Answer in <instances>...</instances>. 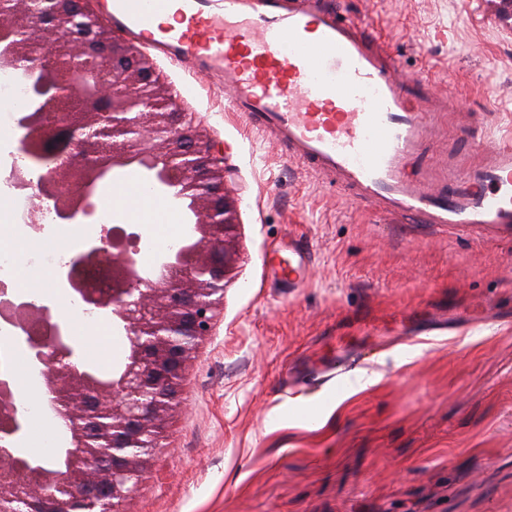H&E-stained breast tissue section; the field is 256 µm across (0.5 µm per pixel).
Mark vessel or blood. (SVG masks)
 <instances>
[{"instance_id":"b4317fda","label":"vessel or blood","mask_w":512,"mask_h":512,"mask_svg":"<svg viewBox=\"0 0 512 512\" xmlns=\"http://www.w3.org/2000/svg\"><path fill=\"white\" fill-rule=\"evenodd\" d=\"M115 31L203 76L223 75L231 103L290 159L403 222L512 236V137L488 111L478 166L442 185L409 178L406 162L437 132L412 94L417 77L358 22L322 0H112Z\"/></svg>"}]
</instances>
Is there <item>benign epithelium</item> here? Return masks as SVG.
<instances>
[{"mask_svg":"<svg viewBox=\"0 0 512 512\" xmlns=\"http://www.w3.org/2000/svg\"><path fill=\"white\" fill-rule=\"evenodd\" d=\"M16 11L0 14V67L12 70L28 90L19 111V152L39 156L53 144V166L38 174L16 166L15 190L39 200L27 214L33 233L49 211L60 224H83L89 198L111 167L138 161L155 170L153 188L189 200L195 218L183 245L163 258L158 275L144 272L129 253L112 252L110 233L87 241L58 271L62 288L77 287V273L106 259L111 288L81 289L92 309H108L123 326L131 352L121 375L105 389L74 362L75 347L63 317L47 305L19 307L18 338L41 369L43 399L69 420L70 459L65 470L19 467L14 439L21 428L10 392L0 377V502H37L52 512H120L152 472L154 450L176 411L200 345L224 306V281L237 265V215L224 192V153L182 111L147 55L111 29L94 47L95 90L84 92L55 48L74 18L95 15L89 0H68L50 22H40L35 40H16ZM150 87L157 102H148Z\"/></svg>","mask_w":512,"mask_h":512,"instance_id":"obj_1","label":"benign epithelium"}]
</instances>
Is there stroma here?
Listing matches in <instances>:
<instances>
[{
  "mask_svg": "<svg viewBox=\"0 0 512 512\" xmlns=\"http://www.w3.org/2000/svg\"><path fill=\"white\" fill-rule=\"evenodd\" d=\"M449 109L408 171L476 158L512 123V7L341 0ZM151 59L233 175L240 254L224 313L131 512H512V239L354 203L227 104L224 82ZM307 251L304 280L270 259ZM378 382L353 392L343 359Z\"/></svg>",
  "mask_w": 512,
  "mask_h": 512,
  "instance_id": "obj_1",
  "label": "stroma"
}]
</instances>
